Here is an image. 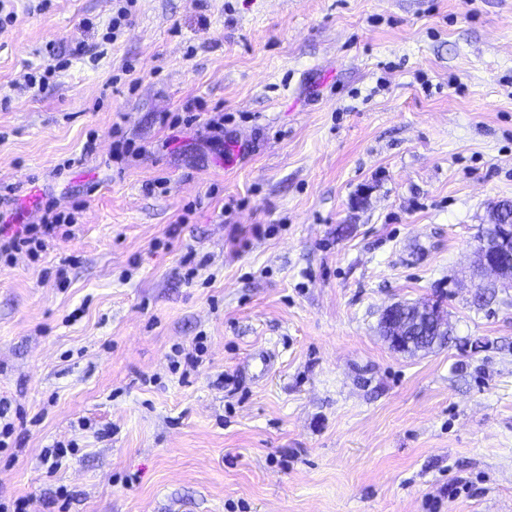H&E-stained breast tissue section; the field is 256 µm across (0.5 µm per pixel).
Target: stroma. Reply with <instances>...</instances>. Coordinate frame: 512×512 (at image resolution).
Listing matches in <instances>:
<instances>
[{
  "label": "stroma",
  "mask_w": 512,
  "mask_h": 512,
  "mask_svg": "<svg viewBox=\"0 0 512 512\" xmlns=\"http://www.w3.org/2000/svg\"><path fill=\"white\" fill-rule=\"evenodd\" d=\"M12 5L0 190L76 224L0 257V503L512 512V287L474 265L512 202V0H138L94 63L70 50L118 0ZM49 41L69 65L37 96ZM439 298L452 341L392 350L385 308ZM16 431L14 418L11 414V402L7 398L0 399V450L11 447L12 437Z\"/></svg>",
  "instance_id": "obj_1"
}]
</instances>
